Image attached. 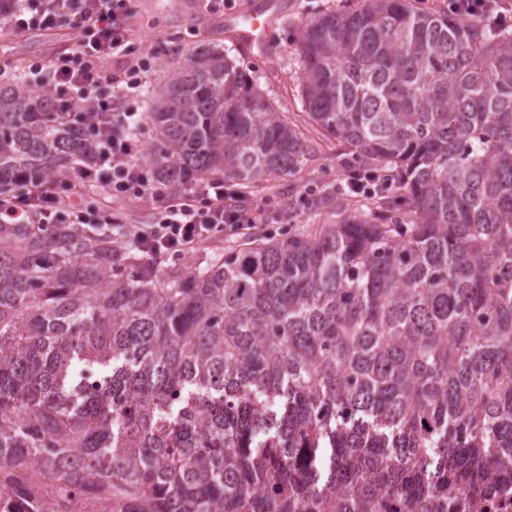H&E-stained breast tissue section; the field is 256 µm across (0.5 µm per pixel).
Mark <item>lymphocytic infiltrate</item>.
<instances>
[{"mask_svg": "<svg viewBox=\"0 0 512 512\" xmlns=\"http://www.w3.org/2000/svg\"><path fill=\"white\" fill-rule=\"evenodd\" d=\"M132 0H0L10 31H54L75 34V51L55 57L49 83L63 95L71 119L88 124L100 147L95 164L62 180L20 182L0 200V221L10 224H82L90 231L129 242L149 260L181 254L215 237L237 234L260 223L264 206L233 203L223 180L206 179L177 192H165L144 163L145 141L139 122L119 110L118 100L132 97L142 84L147 59L128 25ZM112 57L123 65L105 70ZM103 186L115 198L148 197L158 220L148 228L122 223L111 214L74 205L83 187Z\"/></svg>", "mask_w": 512, "mask_h": 512, "instance_id": "obj_1", "label": "lymphocytic infiltrate"}]
</instances>
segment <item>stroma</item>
Wrapping results in <instances>:
<instances>
[{"mask_svg":"<svg viewBox=\"0 0 512 512\" xmlns=\"http://www.w3.org/2000/svg\"><path fill=\"white\" fill-rule=\"evenodd\" d=\"M283 15L278 20L269 57L248 58L227 36L221 18L198 12L188 17L178 0H135V12L129 26L148 55L150 67L143 75L140 96L131 98L132 111L149 112L157 93L183 63L187 51L196 45H208L224 51L240 67L253 70L259 90L277 111L297 125L313 147V153L302 170L281 174L251 188L238 187L225 180L224 186L236 192L245 205L265 207L258 232L267 237L285 233H308L324 224L336 223L362 210L367 199L361 194L336 195L348 170L335 140L324 137L322 130L305 113L300 80L299 30L301 25L328 11L342 12L356 0H282ZM51 34L30 31L26 38L12 36L0 27V81L33 82L30 67L51 58ZM82 206L100 211H117L124 223H153L154 204L148 198L113 199L105 189L96 187L79 192Z\"/></svg>","mask_w":512,"mask_h":512,"instance_id":"obj_1","label":"stroma"}]
</instances>
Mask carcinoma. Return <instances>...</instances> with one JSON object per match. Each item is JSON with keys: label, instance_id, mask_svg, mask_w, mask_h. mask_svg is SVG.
Wrapping results in <instances>:
<instances>
[{"label": "carcinoma", "instance_id": "obj_1", "mask_svg": "<svg viewBox=\"0 0 512 512\" xmlns=\"http://www.w3.org/2000/svg\"><path fill=\"white\" fill-rule=\"evenodd\" d=\"M362 0L301 33L310 119L392 186L315 233L160 275L77 224H0V512H476L512 483V30ZM167 187L311 147L224 53L149 113ZM46 88L0 84V195L87 166Z\"/></svg>", "mask_w": 512, "mask_h": 512}]
</instances>
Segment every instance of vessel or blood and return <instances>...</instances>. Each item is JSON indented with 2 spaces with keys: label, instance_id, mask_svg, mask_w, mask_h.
<instances>
[{
  "label": "vessel or blood",
  "instance_id": "1",
  "mask_svg": "<svg viewBox=\"0 0 512 512\" xmlns=\"http://www.w3.org/2000/svg\"><path fill=\"white\" fill-rule=\"evenodd\" d=\"M275 3L276 0H251L241 11L225 17L227 33L246 55L263 57L268 54L276 20Z\"/></svg>",
  "mask_w": 512,
  "mask_h": 512
}]
</instances>
